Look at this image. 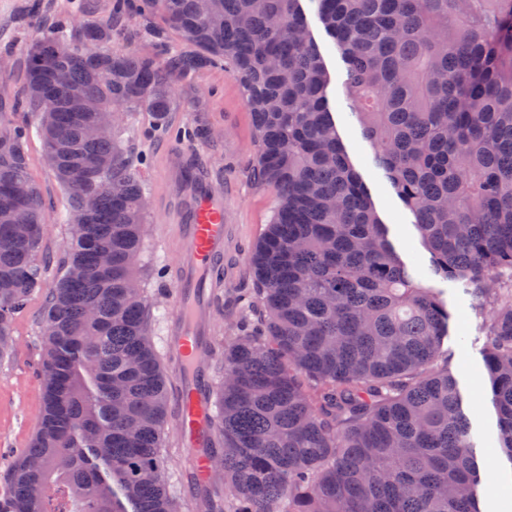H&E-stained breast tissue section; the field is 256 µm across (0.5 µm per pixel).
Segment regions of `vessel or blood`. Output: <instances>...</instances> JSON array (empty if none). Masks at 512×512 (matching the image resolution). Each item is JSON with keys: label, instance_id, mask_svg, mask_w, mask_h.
I'll use <instances>...</instances> for the list:
<instances>
[{"label": "vessel or blood", "instance_id": "obj_1", "mask_svg": "<svg viewBox=\"0 0 512 512\" xmlns=\"http://www.w3.org/2000/svg\"><path fill=\"white\" fill-rule=\"evenodd\" d=\"M166 181L178 208L180 246L175 265L176 312L169 326L167 346L178 363L175 409L182 447L194 457L188 475L190 488L205 483L209 458L205 453L216 438L211 383L204 357L211 328L205 322L210 310L207 292L224 254L227 228L224 198L193 167L188 153L173 151L166 161Z\"/></svg>", "mask_w": 512, "mask_h": 512}]
</instances>
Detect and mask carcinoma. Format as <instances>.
<instances>
[{
	"label": "carcinoma",
	"instance_id": "1",
	"mask_svg": "<svg viewBox=\"0 0 512 512\" xmlns=\"http://www.w3.org/2000/svg\"><path fill=\"white\" fill-rule=\"evenodd\" d=\"M45 21L21 107L67 201L40 317L43 407L0 512H181L166 476L169 377L138 267L140 168L121 121L168 130L179 80L230 65L256 129L253 179L276 191L250 261L252 330L224 339L211 474L222 512H480L479 456L444 339L448 308L398 255L340 139L301 0H113ZM347 66L363 136L431 254L483 315L497 448L512 462V0H312ZM137 17L198 52L105 51ZM112 71L105 82L99 72ZM29 131L0 122V363L42 290L47 217Z\"/></svg>",
	"mask_w": 512,
	"mask_h": 512
}]
</instances>
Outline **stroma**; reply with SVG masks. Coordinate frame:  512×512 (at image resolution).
<instances>
[{
    "label": "stroma",
    "instance_id": "obj_1",
    "mask_svg": "<svg viewBox=\"0 0 512 512\" xmlns=\"http://www.w3.org/2000/svg\"><path fill=\"white\" fill-rule=\"evenodd\" d=\"M87 4L94 18L109 15L112 0H0V119L32 122L27 112L14 111L23 84V60L37 39L34 9L42 13H71L79 4ZM309 29L315 39L331 76L330 98L336 107L335 119L349 157L367 184L377 211L390 229V238L403 259L428 265L430 254L421 242L411 214L397 198L390 182L373 163L374 151L364 138L352 115L344 88L345 64L333 39L319 21L313 0H303ZM171 127L198 125L208 128L207 138L193 142L175 141L169 133L153 130L151 120L137 113L126 120L121 132L124 144L132 156L147 160L144 183L148 196V232L140 262L150 272L145 288L154 307L156 321L153 340L158 350H165L167 328L174 311L173 275L170 271L175 258V227L165 222L171 214V198L163 191V164L175 149L209 156L213 169L223 182L219 191L224 196V212L228 235L224 241V288L221 299L212 306V340L223 345L242 308L237 294L253 286L249 258L257 239L264 232L275 203L274 189L256 185L252 170L257 160V143L250 112L245 105V92L223 66L214 65L200 70L177 85L176 105L169 115ZM30 172L40 187L45 212L49 218L44 248L58 255L67 241V227L59 217L65 200L47 168L39 136L28 144ZM427 286L441 291L448 305L450 320L448 338V370L456 377L464 400V409L473 429L480 437L497 432V416L491 401V385L480 349L484 342L480 319L472 300L457 284L426 278ZM42 294L30 297L16 314L13 335L17 346L11 362L0 366V473L27 447L40 420L42 387L40 375L41 337L38 319L42 309ZM166 475L176 484V499L183 512H195L194 500L180 487L191 466L188 449L183 448L173 425L164 429ZM483 455L493 462L485 471L479 486L481 512H502L512 503V463L496 455L492 446H484Z\"/></svg>",
    "mask_w": 512,
    "mask_h": 512
}]
</instances>
